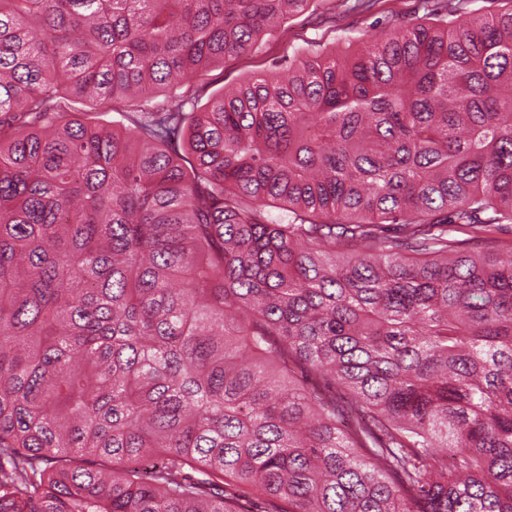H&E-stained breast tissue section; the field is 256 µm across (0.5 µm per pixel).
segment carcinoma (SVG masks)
<instances>
[{
	"label": "carcinoma",
	"instance_id": "carcinoma-1",
	"mask_svg": "<svg viewBox=\"0 0 512 512\" xmlns=\"http://www.w3.org/2000/svg\"><path fill=\"white\" fill-rule=\"evenodd\" d=\"M311 2L0 0V512H512V6ZM343 6L341 0H313L304 12L278 27L256 55L224 61L223 84H236L254 73L275 69V63L292 59L299 53L336 54L366 44L370 36L394 17L413 18L424 13L421 0H382L375 8L362 11ZM336 16V17H334Z\"/></svg>",
	"mask_w": 512,
	"mask_h": 512
}]
</instances>
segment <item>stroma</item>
I'll list each match as a JSON object with an SVG mask.
<instances>
[{
    "label": "stroma",
    "mask_w": 512,
    "mask_h": 512,
    "mask_svg": "<svg viewBox=\"0 0 512 512\" xmlns=\"http://www.w3.org/2000/svg\"><path fill=\"white\" fill-rule=\"evenodd\" d=\"M423 13L422 0H380L368 11L347 8L342 0H312L307 10L273 32L260 53L225 61L224 81L234 84L274 69L296 51L342 53L358 48L390 19Z\"/></svg>",
    "instance_id": "obj_1"
}]
</instances>
